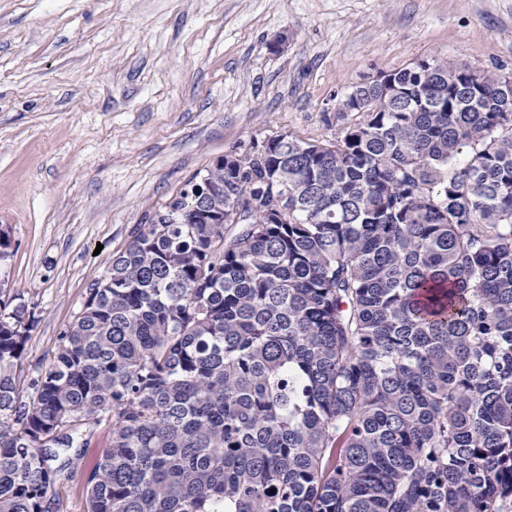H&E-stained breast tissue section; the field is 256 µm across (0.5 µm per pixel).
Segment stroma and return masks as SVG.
Returning a JSON list of instances; mask_svg holds the SVG:
<instances>
[{"label": "stroma", "mask_w": 512, "mask_h": 512, "mask_svg": "<svg viewBox=\"0 0 512 512\" xmlns=\"http://www.w3.org/2000/svg\"><path fill=\"white\" fill-rule=\"evenodd\" d=\"M427 56L512 73V0H0V279L35 316L16 378L196 172L333 138L344 93Z\"/></svg>", "instance_id": "1"}]
</instances>
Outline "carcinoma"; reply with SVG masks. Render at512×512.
<instances>
[{
    "instance_id": "cac0c4a2",
    "label": "carcinoma",
    "mask_w": 512,
    "mask_h": 512,
    "mask_svg": "<svg viewBox=\"0 0 512 512\" xmlns=\"http://www.w3.org/2000/svg\"><path fill=\"white\" fill-rule=\"evenodd\" d=\"M472 71L419 59L336 137L194 174L25 395L0 281V512H49L103 425L86 512H512V75Z\"/></svg>"
}]
</instances>
